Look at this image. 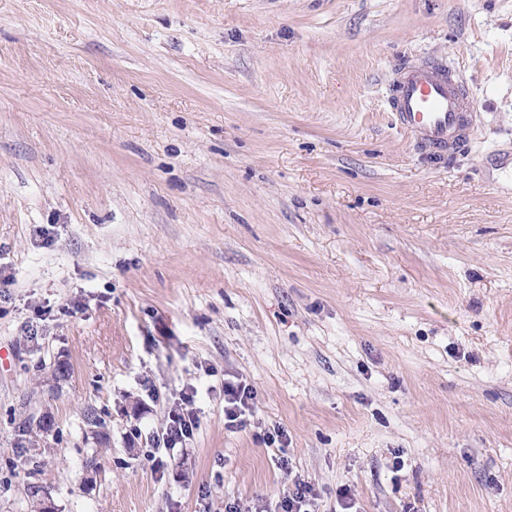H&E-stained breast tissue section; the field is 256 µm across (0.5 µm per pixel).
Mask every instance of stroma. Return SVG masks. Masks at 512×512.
<instances>
[{
    "label": "stroma",
    "instance_id": "stroma-1",
    "mask_svg": "<svg viewBox=\"0 0 512 512\" xmlns=\"http://www.w3.org/2000/svg\"><path fill=\"white\" fill-rule=\"evenodd\" d=\"M422 56L450 158L392 123ZM509 162L512 0H0V512H512ZM396 125L423 153L450 155L468 141L473 121L461 77L437 61L403 64L390 89ZM255 391L243 381H224V424L227 428L247 425L246 413L250 412ZM194 390L191 387L183 391L178 403L168 411L167 423L162 432V441L165 448H174L177 443L185 442L193 436L197 427V417L191 407ZM316 500L313 487L304 481H297L293 494L281 501L282 512H310L317 511L312 507Z\"/></svg>",
    "mask_w": 512,
    "mask_h": 512
}]
</instances>
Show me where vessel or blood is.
<instances>
[{"mask_svg": "<svg viewBox=\"0 0 512 512\" xmlns=\"http://www.w3.org/2000/svg\"><path fill=\"white\" fill-rule=\"evenodd\" d=\"M389 104L396 125L411 134L421 152L449 155L469 140L473 121L469 91L452 68L439 62L402 65Z\"/></svg>", "mask_w": 512, "mask_h": 512, "instance_id": "b4317fda", "label": "vessel or blood"}]
</instances>
